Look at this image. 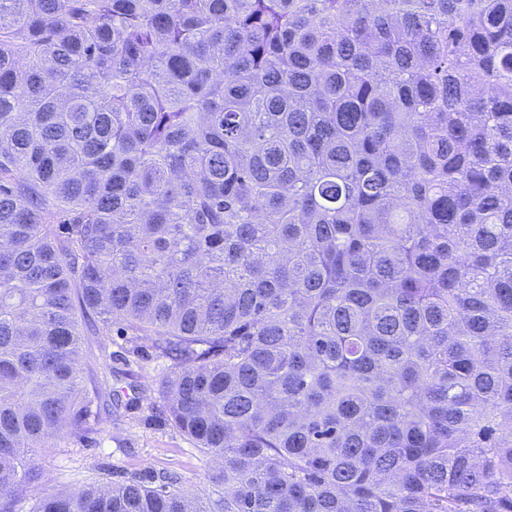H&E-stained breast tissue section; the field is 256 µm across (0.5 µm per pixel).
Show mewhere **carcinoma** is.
Returning <instances> with one entry per match:
<instances>
[{"instance_id":"carcinoma-1","label":"carcinoma","mask_w":512,"mask_h":512,"mask_svg":"<svg viewBox=\"0 0 512 512\" xmlns=\"http://www.w3.org/2000/svg\"><path fill=\"white\" fill-rule=\"evenodd\" d=\"M86 322L222 465L31 512H512V0H0V512Z\"/></svg>"}]
</instances>
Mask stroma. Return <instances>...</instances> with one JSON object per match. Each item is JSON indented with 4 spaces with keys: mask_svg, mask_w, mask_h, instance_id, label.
<instances>
[{
    "mask_svg": "<svg viewBox=\"0 0 512 512\" xmlns=\"http://www.w3.org/2000/svg\"><path fill=\"white\" fill-rule=\"evenodd\" d=\"M92 349H105L98 365L103 389L119 396L102 414L96 431L79 444L45 449L38 461L37 490H59L103 477L112 481L136 471H180L185 486L202 492L212 463L169 421L157 387L170 362L158 356L150 337L131 340L120 326L111 332L87 331Z\"/></svg>",
    "mask_w": 512,
    "mask_h": 512,
    "instance_id": "obj_1",
    "label": "stroma"
}]
</instances>
